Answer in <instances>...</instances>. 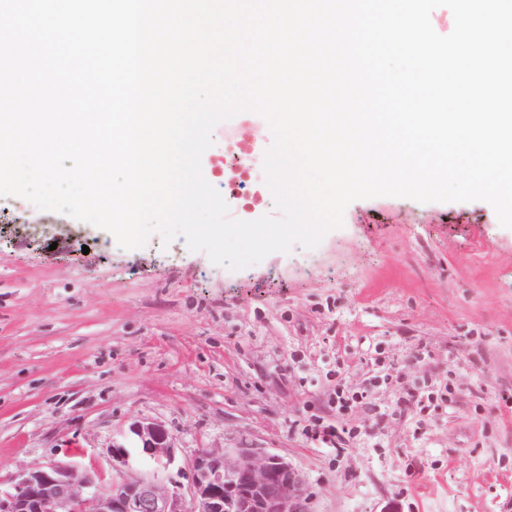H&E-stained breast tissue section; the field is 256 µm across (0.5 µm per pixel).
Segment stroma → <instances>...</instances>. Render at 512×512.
I'll return each instance as SVG.
<instances>
[{"instance_id": "35a3bbf8", "label": "stroma", "mask_w": 512, "mask_h": 512, "mask_svg": "<svg viewBox=\"0 0 512 512\" xmlns=\"http://www.w3.org/2000/svg\"><path fill=\"white\" fill-rule=\"evenodd\" d=\"M201 157L273 137L246 111ZM452 385L420 416L408 392ZM368 394L336 415V389ZM161 422L180 460L248 443L306 479L311 512H512V228L484 201L351 202L342 227L247 268L183 236L109 232L0 196V481L50 460L112 481L108 450ZM359 427L324 447L316 421ZM129 464L150 471L133 452Z\"/></svg>"}]
</instances>
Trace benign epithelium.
Segmentation results:
<instances>
[{
    "label": "benign epithelium",
    "instance_id": "1",
    "mask_svg": "<svg viewBox=\"0 0 512 512\" xmlns=\"http://www.w3.org/2000/svg\"><path fill=\"white\" fill-rule=\"evenodd\" d=\"M129 431L142 457L160 469L175 463L174 438L165 425L137 421ZM109 454V486L72 462L33 465L0 488V512H310L303 476L259 448L200 450L187 463L183 492L168 488L155 473L133 470L125 446L114 442Z\"/></svg>",
    "mask_w": 512,
    "mask_h": 512
}]
</instances>
